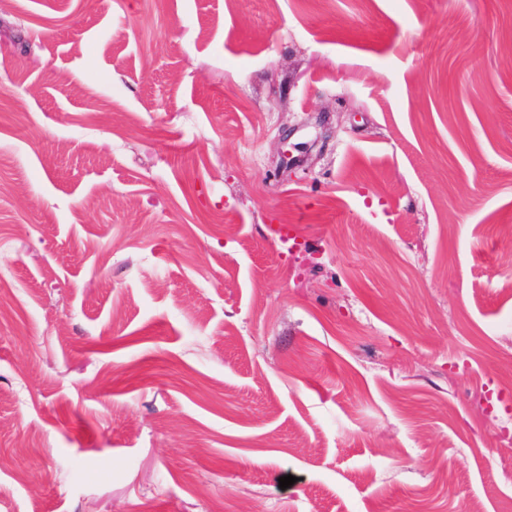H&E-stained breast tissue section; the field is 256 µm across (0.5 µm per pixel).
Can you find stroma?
<instances>
[{
    "instance_id": "35a3bbf8",
    "label": "stroma",
    "mask_w": 512,
    "mask_h": 512,
    "mask_svg": "<svg viewBox=\"0 0 512 512\" xmlns=\"http://www.w3.org/2000/svg\"><path fill=\"white\" fill-rule=\"evenodd\" d=\"M509 224L512 0H0V512H501Z\"/></svg>"
}]
</instances>
